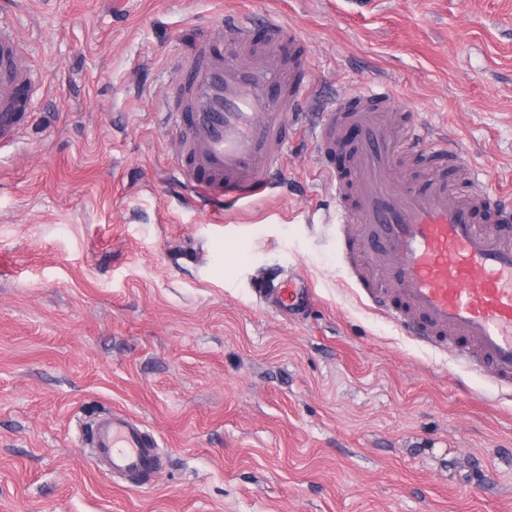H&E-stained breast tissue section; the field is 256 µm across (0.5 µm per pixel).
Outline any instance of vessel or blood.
<instances>
[{"instance_id": "b4317fda", "label": "vessel or blood", "mask_w": 512, "mask_h": 512, "mask_svg": "<svg viewBox=\"0 0 512 512\" xmlns=\"http://www.w3.org/2000/svg\"><path fill=\"white\" fill-rule=\"evenodd\" d=\"M266 30L253 37L255 23ZM181 77L168 87L165 117L178 136V169L214 210L265 195L304 112L307 65L295 28L280 18L233 13L207 22ZM36 76L13 32L0 21V146L20 134ZM408 112L390 87L328 102L312 126L336 200L343 267L372 305L407 335L462 354L476 371L512 387V207L460 164L447 139L413 129L397 134ZM346 150L349 167L333 165ZM406 176L396 187L397 176ZM290 272L262 294L296 314L311 301ZM93 462L136 479L158 468L154 443L136 422L115 415L96 425Z\"/></svg>"}]
</instances>
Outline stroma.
Here are the masks:
<instances>
[{
  "mask_svg": "<svg viewBox=\"0 0 512 512\" xmlns=\"http://www.w3.org/2000/svg\"><path fill=\"white\" fill-rule=\"evenodd\" d=\"M245 7L304 38L307 107L387 83L512 204V0H22L41 83L0 148V512H512V390L363 297L313 140L220 215L181 181L165 91ZM291 269L295 320L254 295ZM112 411L157 442L144 483L81 454Z\"/></svg>",
  "mask_w": 512,
  "mask_h": 512,
  "instance_id": "obj_1",
  "label": "stroma"
}]
</instances>
